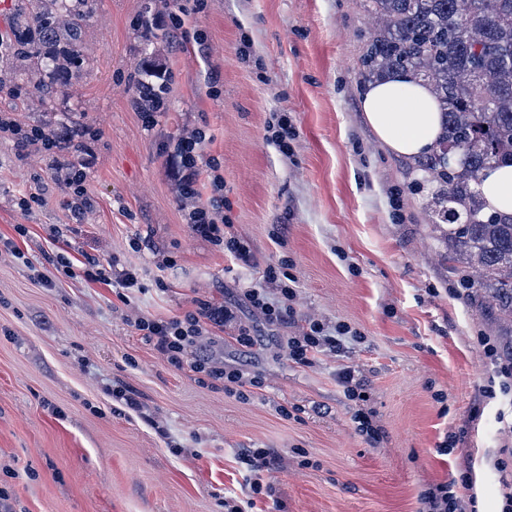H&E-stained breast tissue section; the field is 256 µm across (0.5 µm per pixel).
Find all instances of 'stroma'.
<instances>
[{
  "label": "stroma",
  "instance_id": "obj_1",
  "mask_svg": "<svg viewBox=\"0 0 512 512\" xmlns=\"http://www.w3.org/2000/svg\"><path fill=\"white\" fill-rule=\"evenodd\" d=\"M204 3L197 13L194 0H95L84 61L62 88L0 48V119L48 124L60 139L48 150L0 132V236L19 250L0 254V487L16 512H224L221 498L249 497L242 449L271 448L275 496L257 497V512L276 500L284 512H418L422 490L461 479L466 512H501L512 381L486 346L505 349L502 323L459 286L413 158L364 121L365 0ZM148 56L165 73L153 106L137 90ZM277 112L296 126L285 154L265 139ZM200 133L219 168L201 169L194 198L181 189L176 143ZM216 173L254 265L185 220L209 201ZM55 227L70 260L135 272L143 291L126 306L114 287L66 276ZM269 265L296 281L297 322H345L361 341L308 366L289 360L278 341L291 327L240 300ZM198 299L234 313L200 352L261 374L246 398L171 367L129 325ZM243 325L252 347L236 341ZM345 366L367 383L363 404L336 381ZM116 388L141 412L120 407ZM359 406L382 433L376 444L355 430ZM451 432L453 451L439 453Z\"/></svg>",
  "mask_w": 512,
  "mask_h": 512
}]
</instances>
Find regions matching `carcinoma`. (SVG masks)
<instances>
[{
  "instance_id": "carcinoma-1",
  "label": "carcinoma",
  "mask_w": 512,
  "mask_h": 512,
  "mask_svg": "<svg viewBox=\"0 0 512 512\" xmlns=\"http://www.w3.org/2000/svg\"><path fill=\"white\" fill-rule=\"evenodd\" d=\"M378 19L362 60L366 78L405 71L429 83L443 115L436 150L417 162L432 187L433 228L448 263L500 319L512 321V215H488L484 170L512 165V0H366ZM93 0L18 4L13 49L53 83L82 63L79 43Z\"/></svg>"
}]
</instances>
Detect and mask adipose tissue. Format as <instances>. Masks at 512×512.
Wrapping results in <instances>:
<instances>
[{"mask_svg": "<svg viewBox=\"0 0 512 512\" xmlns=\"http://www.w3.org/2000/svg\"><path fill=\"white\" fill-rule=\"evenodd\" d=\"M360 106L377 139L393 153L420 157L436 148L442 115L427 82L390 73L368 84ZM479 189L487 212L512 214V166L485 171Z\"/></svg>", "mask_w": 512, "mask_h": 512, "instance_id": "obj_1", "label": "adipose tissue"}]
</instances>
